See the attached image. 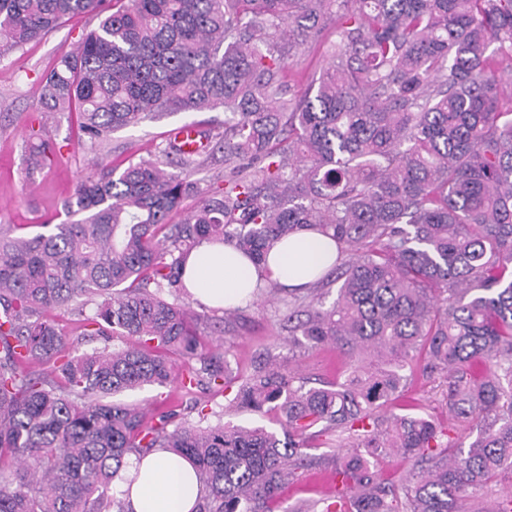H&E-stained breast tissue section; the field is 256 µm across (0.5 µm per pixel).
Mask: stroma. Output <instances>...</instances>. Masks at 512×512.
I'll return each instance as SVG.
<instances>
[{
	"instance_id": "obj_1",
	"label": "stroma",
	"mask_w": 512,
	"mask_h": 512,
	"mask_svg": "<svg viewBox=\"0 0 512 512\" xmlns=\"http://www.w3.org/2000/svg\"><path fill=\"white\" fill-rule=\"evenodd\" d=\"M92 23L72 20L40 42L13 53L0 61V231L13 235L37 233L39 223L52 220L60 223L65 215L63 201L76 183L90 172L89 162L100 157L104 163L125 168L140 159L161 161L159 152L168 134L175 128L196 123L209 131L213 141L224 138V113L220 110L178 113L148 120L135 127L115 131L98 151L77 135L74 116L58 114L49 121L46 133L59 149L57 161L50 168L29 173L25 151L29 145L31 125L41 118L39 103L43 74L59 57L70 53L80 43ZM336 43V21L326 19L317 40L294 47L293 59L281 78L290 93H302L317 83L331 58ZM178 302L194 315V329L203 349L210 351L216 362L224 363L232 387L218 393L207 382H199L193 398H186L177 385L146 386L121 394V401L146 407L153 412L177 409L191 423H198L196 405L209 408V423L247 424L260 421L267 428H276L273 416L254 414L231 407L233 389L262 366L267 359L291 366L309 386L320 387L343 379V357L330 346L294 345L283 320L284 309L269 293L240 309L237 319L225 320L223 312L205 307L187 293H180ZM412 380L407 390L391 405L398 415L418 414L430 417L447 428L450 442L457 443L468 435L467 426L451 420L439 379L422 375L418 364H411ZM336 448L324 440L313 441L310 455L312 467L301 470L297 480L282 492L277 512H290L302 501H316L329 495L328 477Z\"/></svg>"
}]
</instances>
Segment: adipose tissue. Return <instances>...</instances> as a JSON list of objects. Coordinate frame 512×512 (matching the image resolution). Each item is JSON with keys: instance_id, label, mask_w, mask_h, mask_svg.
<instances>
[{"instance_id": "ef3b65f1", "label": "adipose tissue", "mask_w": 512, "mask_h": 512, "mask_svg": "<svg viewBox=\"0 0 512 512\" xmlns=\"http://www.w3.org/2000/svg\"><path fill=\"white\" fill-rule=\"evenodd\" d=\"M335 257L333 242L304 231L274 244L267 258V279L299 288L312 282ZM183 281L193 299L212 309L254 301L260 286L246 256L233 246L207 241L187 255ZM126 472L137 477L131 485L121 480L116 483L126 494L128 512H191L200 494L191 464L169 452L131 458Z\"/></svg>"}]
</instances>
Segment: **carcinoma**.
Listing matches in <instances>:
<instances>
[{"instance_id":"carcinoma-1","label":"carcinoma","mask_w":512,"mask_h":512,"mask_svg":"<svg viewBox=\"0 0 512 512\" xmlns=\"http://www.w3.org/2000/svg\"><path fill=\"white\" fill-rule=\"evenodd\" d=\"M0 0V61L67 18L96 22L44 75L40 103L75 112L92 146L112 132L180 112L224 110V142L186 151L171 132L161 153L200 169L222 153L224 187L190 183L142 159L95 162L64 201L68 220L31 237L0 235V512H128L114 481L132 456L158 448L194 466L191 512H274L307 439L355 440L336 454L341 491L290 512H456L455 502L512 475V118L499 111L491 45L512 57V0ZM338 17L318 85L287 97L290 50ZM38 140L33 168L54 159ZM185 219L169 223L190 195ZM315 230L334 265L307 294L282 299L292 336L355 362L332 388L306 387L275 363L232 405L274 411L264 426L200 427L171 410L113 400L199 377L228 388L200 350L180 304L183 263L204 241L256 266L278 241ZM337 283L325 303L324 286ZM82 298L92 336L120 344L79 355L83 336L50 313ZM442 379L448 415L468 445L443 442L422 415H385L402 371ZM200 367L184 373L176 358ZM392 453L411 463L379 481ZM479 512H512V485Z\"/></svg>"}]
</instances>
